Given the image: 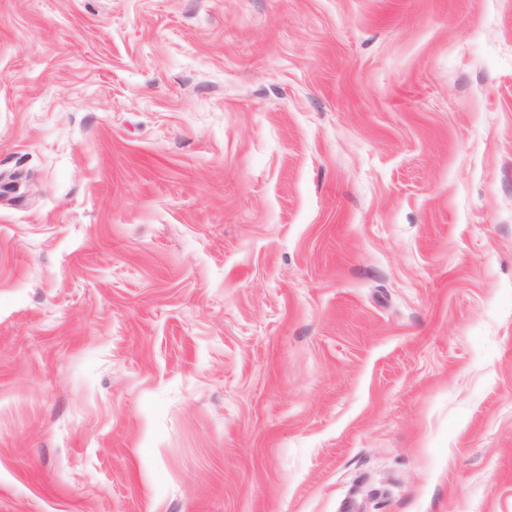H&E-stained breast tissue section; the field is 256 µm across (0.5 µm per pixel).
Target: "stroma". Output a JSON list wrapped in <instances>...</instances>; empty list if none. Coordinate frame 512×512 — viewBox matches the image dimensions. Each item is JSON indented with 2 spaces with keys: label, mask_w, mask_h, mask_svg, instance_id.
I'll list each match as a JSON object with an SVG mask.
<instances>
[{
  "label": "stroma",
  "mask_w": 512,
  "mask_h": 512,
  "mask_svg": "<svg viewBox=\"0 0 512 512\" xmlns=\"http://www.w3.org/2000/svg\"><path fill=\"white\" fill-rule=\"evenodd\" d=\"M0 512H512V0H0Z\"/></svg>",
  "instance_id": "obj_1"
}]
</instances>
